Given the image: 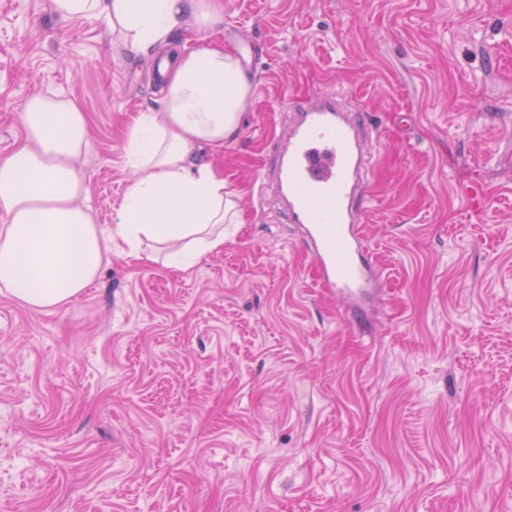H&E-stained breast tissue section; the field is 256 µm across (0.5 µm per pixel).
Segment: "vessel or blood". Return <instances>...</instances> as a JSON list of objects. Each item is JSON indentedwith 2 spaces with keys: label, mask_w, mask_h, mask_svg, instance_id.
Instances as JSON below:
<instances>
[{
  "label": "vessel or blood",
  "mask_w": 512,
  "mask_h": 512,
  "mask_svg": "<svg viewBox=\"0 0 512 512\" xmlns=\"http://www.w3.org/2000/svg\"><path fill=\"white\" fill-rule=\"evenodd\" d=\"M292 110L295 121L277 143L273 162L286 217L303 226L324 286L357 299L373 285L358 231L368 148L335 97L298 101Z\"/></svg>",
  "instance_id": "obj_1"
}]
</instances>
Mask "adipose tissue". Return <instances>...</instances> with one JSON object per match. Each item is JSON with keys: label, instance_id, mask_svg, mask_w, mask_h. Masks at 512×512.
<instances>
[{"label": "adipose tissue", "instance_id": "obj_1", "mask_svg": "<svg viewBox=\"0 0 512 512\" xmlns=\"http://www.w3.org/2000/svg\"><path fill=\"white\" fill-rule=\"evenodd\" d=\"M64 19L105 17L134 53L167 46L181 28L224 23L219 0H52ZM161 111L131 127L127 152L136 178L111 229L84 207L77 165L88 145L84 112L57 94L29 97L26 142L0 158V288L34 309L60 307L96 281L115 241L138 256L143 241L185 270L224 245L239 221L224 176L198 156L233 138L253 95L238 57L217 45L165 64Z\"/></svg>", "mask_w": 512, "mask_h": 512}]
</instances>
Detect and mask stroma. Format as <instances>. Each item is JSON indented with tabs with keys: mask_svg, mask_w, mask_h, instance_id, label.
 Instances as JSON below:
<instances>
[{
	"mask_svg": "<svg viewBox=\"0 0 512 512\" xmlns=\"http://www.w3.org/2000/svg\"><path fill=\"white\" fill-rule=\"evenodd\" d=\"M175 47L252 45L212 166L241 222L176 271L113 249L60 308L0 292V512H512V0H224ZM157 50L0 0V158L59 91L110 228ZM354 109L373 288L322 286L270 170L296 99Z\"/></svg>",
	"mask_w": 512,
	"mask_h": 512,
	"instance_id": "obj_1",
	"label": "stroma"
}]
</instances>
